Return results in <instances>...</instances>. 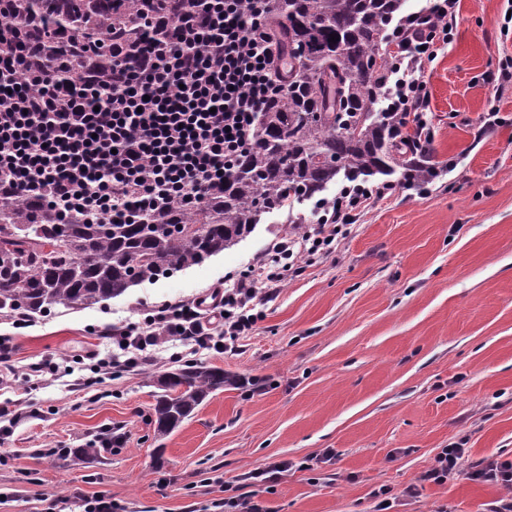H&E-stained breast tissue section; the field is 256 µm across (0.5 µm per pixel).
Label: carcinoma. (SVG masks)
<instances>
[{"label":"carcinoma","mask_w":512,"mask_h":512,"mask_svg":"<svg viewBox=\"0 0 512 512\" xmlns=\"http://www.w3.org/2000/svg\"><path fill=\"white\" fill-rule=\"evenodd\" d=\"M405 0H273L266 26L276 32L273 75L253 145L224 173V186L202 204L177 202L136 213L128 222H62L42 198L0 201V310L28 315L80 309L169 277L232 248L262 216L313 200L327 186L388 176L421 187L441 172L433 147L415 152L418 128L392 112L373 113L379 75L392 66L381 52ZM20 14L63 13L106 35L120 18L167 12L171 4L120 0H19ZM335 35L336 42L330 41ZM302 49L293 59L292 44ZM244 377L192 362L158 379L154 431L162 438L213 392Z\"/></svg>","instance_id":"cac0c4a2"}]
</instances>
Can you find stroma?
I'll list each match as a JSON object with an SVG mask.
<instances>
[{
	"mask_svg": "<svg viewBox=\"0 0 512 512\" xmlns=\"http://www.w3.org/2000/svg\"><path fill=\"white\" fill-rule=\"evenodd\" d=\"M506 0H460L454 38L427 73L433 146L448 170L399 188L358 212L335 253L305 267L268 301L234 351L195 361L257 379L255 390L211 394L191 419L155 439L157 379L173 366L121 372L91 387L92 351L107 355L112 325L150 306L209 296L287 234L286 214L264 215L233 248L171 277L78 310L34 316L14 335L18 366L0 402L15 423L0 443V512H80L81 498L112 497L126 512H208L253 491L250 472L293 468L262 494L270 512H493L512 500L466 477L425 480L435 456L466 441V464L512 458V66ZM497 109L500 121L485 127ZM71 367L44 383L29 364ZM121 437L101 447L103 431ZM334 464H312L324 450ZM415 497H403L406 487Z\"/></svg>",
	"mask_w": 512,
	"mask_h": 512,
	"instance_id": "35a3bbf8",
	"label": "stroma"
}]
</instances>
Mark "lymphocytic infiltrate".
Instances as JSON below:
<instances>
[{"instance_id":"lymphocytic-infiltrate-1","label":"lymphocytic infiltrate","mask_w":512,"mask_h":512,"mask_svg":"<svg viewBox=\"0 0 512 512\" xmlns=\"http://www.w3.org/2000/svg\"><path fill=\"white\" fill-rule=\"evenodd\" d=\"M272 0H178L175 12L153 22L155 36L140 53L112 51L102 79L76 58L95 39L66 43L44 60L37 36L45 23L19 19L0 0V200L46 199L68 218L119 221L178 199L198 202L223 184L225 171L251 147L255 122L277 84L262 23ZM458 0H434L402 17L389 49L395 57L381 88L387 111L418 120L432 142L426 73L454 38ZM391 186L342 190L314 227L275 240L255 268L233 287L215 285L221 317L211 323L197 301H167L140 322L113 325L120 352L99 358L110 375L153 362L176 345L190 351L234 350L259 320L255 309L301 274V261L335 252L358 211L385 198ZM463 442L441 449L426 480L457 475L512 491V462L487 459L464 468Z\"/></svg>"}]
</instances>
